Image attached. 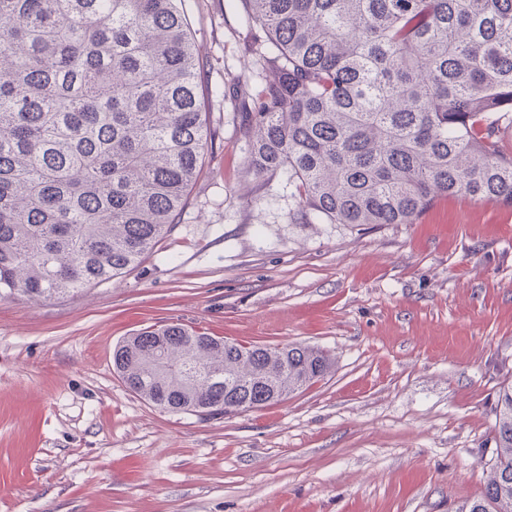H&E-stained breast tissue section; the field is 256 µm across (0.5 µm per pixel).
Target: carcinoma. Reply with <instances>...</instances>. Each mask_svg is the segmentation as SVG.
I'll use <instances>...</instances> for the list:
<instances>
[{"instance_id": "carcinoma-1", "label": "carcinoma", "mask_w": 512, "mask_h": 512, "mask_svg": "<svg viewBox=\"0 0 512 512\" xmlns=\"http://www.w3.org/2000/svg\"><path fill=\"white\" fill-rule=\"evenodd\" d=\"M278 78L243 113L249 168L297 224H411L438 198L512 205V0H240ZM182 0H0V298L41 301L138 265L209 148ZM125 386L171 412L259 407L323 377L302 344L167 324L129 336ZM466 512H512V384Z\"/></svg>"}]
</instances>
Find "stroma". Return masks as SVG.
Instances as JSON below:
<instances>
[{
    "label": "stroma",
    "instance_id": "stroma-1",
    "mask_svg": "<svg viewBox=\"0 0 512 512\" xmlns=\"http://www.w3.org/2000/svg\"><path fill=\"white\" fill-rule=\"evenodd\" d=\"M212 137L178 224L122 277L0 299V512H463L495 460L512 383V207L459 196L411 224H295L241 124L273 73L239 0H185ZM178 323L303 344L330 371L207 420L159 409L112 366Z\"/></svg>",
    "mask_w": 512,
    "mask_h": 512
}]
</instances>
